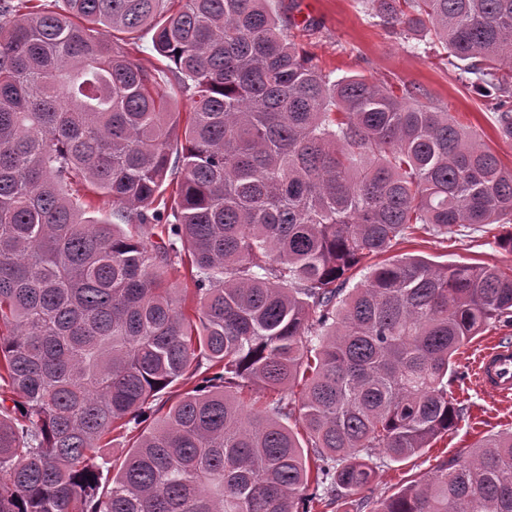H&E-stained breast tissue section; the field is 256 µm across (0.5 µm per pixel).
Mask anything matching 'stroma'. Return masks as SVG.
I'll return each instance as SVG.
<instances>
[{
	"mask_svg": "<svg viewBox=\"0 0 512 512\" xmlns=\"http://www.w3.org/2000/svg\"><path fill=\"white\" fill-rule=\"evenodd\" d=\"M282 21L303 26L299 43L315 57L332 79L362 76L397 87L418 88L422 100L460 118L512 168V140L496 131L494 95L463 85L442 60L444 50L405 38L363 9L359 0H272ZM512 233L508 224H487L481 230L459 228L447 240L415 234L392 248L395 257L420 255L438 264H490L512 267V252L498 246ZM512 341V326L490 325L473 337L454 357L455 373L448 378V395L461 414L448 435L404 461L384 459L368 497L379 500L433 472L444 461L468 454L484 439L512 432V401L483 391L469 361L475 347L491 340Z\"/></svg>",
	"mask_w": 512,
	"mask_h": 512,
	"instance_id": "stroma-1",
	"label": "stroma"
}]
</instances>
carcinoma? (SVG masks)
I'll return each mask as SVG.
<instances>
[{
    "label": "carcinoma",
    "instance_id": "1",
    "mask_svg": "<svg viewBox=\"0 0 512 512\" xmlns=\"http://www.w3.org/2000/svg\"><path fill=\"white\" fill-rule=\"evenodd\" d=\"M28 2L0 5V512L368 503L349 497L374 458L404 461L456 426L454 355L512 322V268L399 257L346 285L418 231L512 223V170L417 92L331 79L271 0ZM361 5L494 91L512 139V0ZM110 31L152 34L192 91L171 200L175 113ZM76 180L112 219L85 216ZM162 220L167 237L145 242ZM185 262L197 325L169 284ZM114 432L136 440L103 488ZM371 512H512V432Z\"/></svg>",
    "mask_w": 512,
    "mask_h": 512
}]
</instances>
